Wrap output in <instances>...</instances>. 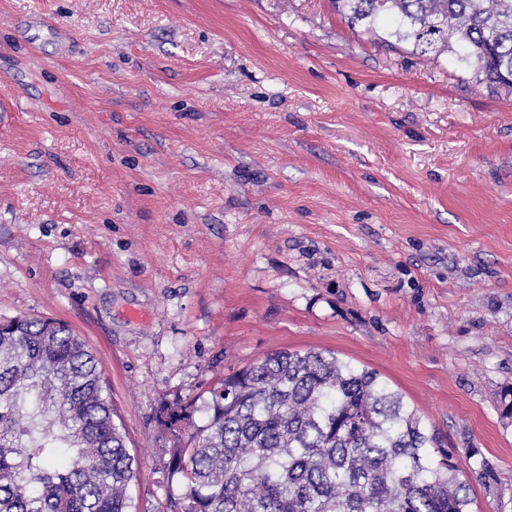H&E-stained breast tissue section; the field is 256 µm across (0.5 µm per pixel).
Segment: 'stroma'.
<instances>
[{"label": "stroma", "instance_id": "obj_1", "mask_svg": "<svg viewBox=\"0 0 512 512\" xmlns=\"http://www.w3.org/2000/svg\"><path fill=\"white\" fill-rule=\"evenodd\" d=\"M100 361L161 512L159 404L279 350L378 371L512 512V92L331 0H0V320Z\"/></svg>", "mask_w": 512, "mask_h": 512}]
</instances>
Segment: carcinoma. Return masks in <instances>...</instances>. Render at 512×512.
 I'll return each mask as SVG.
<instances>
[{"label":"carcinoma","instance_id":"cac0c4a2","mask_svg":"<svg viewBox=\"0 0 512 512\" xmlns=\"http://www.w3.org/2000/svg\"><path fill=\"white\" fill-rule=\"evenodd\" d=\"M352 28L490 87L512 76V0H333ZM162 402L163 512H472L460 456L375 370L280 351ZM203 413L207 423L195 424ZM99 361L68 324L0 323V512H135L139 465Z\"/></svg>","mask_w":512,"mask_h":512}]
</instances>
